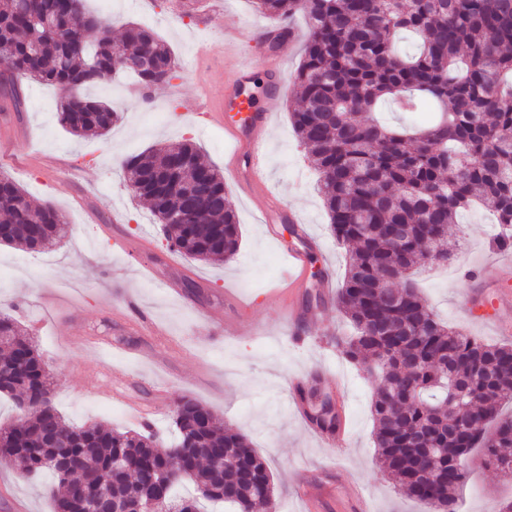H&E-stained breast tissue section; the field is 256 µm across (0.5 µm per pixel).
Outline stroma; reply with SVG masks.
Here are the masks:
<instances>
[{"instance_id": "stroma-1", "label": "stroma", "mask_w": 512, "mask_h": 512, "mask_svg": "<svg viewBox=\"0 0 512 512\" xmlns=\"http://www.w3.org/2000/svg\"><path fill=\"white\" fill-rule=\"evenodd\" d=\"M260 20L250 0H114L113 38L130 22L152 29L172 49L179 76L151 90L130 78L88 87V94L123 115L102 137L68 133L58 121L61 92L25 84L22 114L0 112V175L21 186L33 204H53L69 232L35 253L0 245V311L17 318L35 341L53 381L54 405L67 423L140 429L125 403L109 398V391L118 389L128 401L159 406L152 430L168 441L175 404L188 395L244 433L268 460L276 487L271 512H309L294 482L298 472L330 489L322 512H338L357 491L365 495L368 512H429L395 489L375 462L370 402L377 383L343 359L337 341L352 328L335 300L321 292L326 273L341 287L348 248L329 230L317 174L289 120L298 102L293 77L307 38L305 20L296 17L293 39L273 51L257 31ZM273 63L285 92L267 134V177L281 203L307 226L312 276L297 302L317 313L312 323L293 328L268 300L277 287L282 252L296 242L293 235L284 231L279 239L270 238L233 187L230 200L241 228L235 259L224 264L191 259L169 250L147 202L128 188L122 171L128 155L188 139L207 163L227 173L223 129L206 127L191 108L223 95L232 66L260 78ZM499 231L483 209L463 212L448 231L459 242L454 256L444 266L426 264L418 280L449 326L490 343L512 344V335H497L457 306L473 286L467 268L496 257ZM146 236L154 253L128 252V245ZM158 253L169 255L170 265L148 271ZM167 281L176 293L165 291ZM47 288L52 298H44ZM228 291L250 306L251 334L239 333L230 309L223 326L205 319L206 309L223 307ZM152 327L164 333V341L148 338ZM114 367L124 370V377L108 379ZM322 370L342 381L336 401L345 414L347 444L338 453L313 435L289 397L291 378H302L311 390ZM53 483L49 472L29 476L1 461L0 512H9L11 497L24 500L27 512H51L47 489ZM456 498L458 512H498L512 502V477L471 468Z\"/></svg>"}]
</instances>
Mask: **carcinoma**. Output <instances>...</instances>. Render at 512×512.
Wrapping results in <instances>:
<instances>
[{
	"label": "carcinoma",
	"instance_id": "carcinoma-1",
	"mask_svg": "<svg viewBox=\"0 0 512 512\" xmlns=\"http://www.w3.org/2000/svg\"><path fill=\"white\" fill-rule=\"evenodd\" d=\"M270 20L297 13L309 31L296 73L301 105L290 113L294 133L319 173L318 191L337 240L351 246L336 305L353 326L341 353L376 376L370 412L377 461L406 495L434 512H457L455 491L466 460L512 477V346L490 345L441 322L411 271L446 262L448 227L479 203L496 223L512 227V0H251ZM415 38L411 54L398 36ZM0 65L5 108L21 111L19 85L35 81L63 91L59 122L77 137L103 136L122 116L108 103L78 93L122 72L145 87L178 78L169 46L151 29L125 26L112 40L102 15L84 0H0ZM388 102L426 112L430 122L396 127L376 117ZM125 180L148 201L170 248L224 263L240 246V224L224 177L197 145L151 146L124 163ZM183 223L171 227L175 218ZM410 225L394 245L388 226ZM68 231L49 203L31 205L25 191L0 177V244L37 252ZM0 343L26 360L24 372L0 380V393L29 410L0 427V460L27 474L53 473L54 512H79L82 487L105 507L118 501L137 512L161 476L176 504L175 485L193 482L199 495L237 512L273 505L267 460L246 436L211 416L196 399L176 405L175 440L119 432L100 424H68L53 404V383L33 340L0 313ZM451 356L449 371L441 370ZM484 366L493 397L463 408L476 426L451 430L448 401ZM443 476L430 479L433 465Z\"/></svg>",
	"mask_w": 512,
	"mask_h": 512
}]
</instances>
